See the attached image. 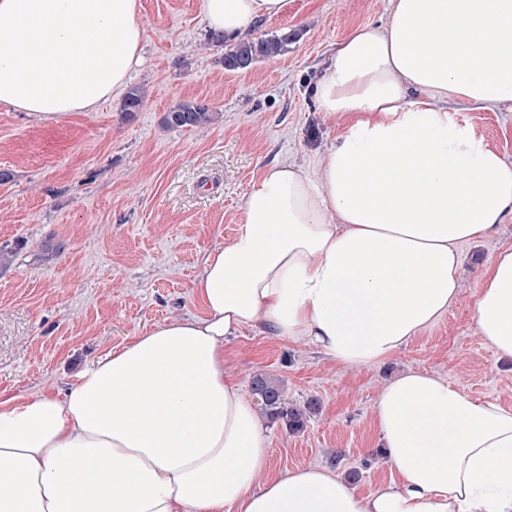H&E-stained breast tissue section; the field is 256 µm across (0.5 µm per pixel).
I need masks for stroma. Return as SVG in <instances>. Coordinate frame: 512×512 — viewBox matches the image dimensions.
<instances>
[{
  "instance_id": "stroma-1",
  "label": "stroma",
  "mask_w": 512,
  "mask_h": 512,
  "mask_svg": "<svg viewBox=\"0 0 512 512\" xmlns=\"http://www.w3.org/2000/svg\"><path fill=\"white\" fill-rule=\"evenodd\" d=\"M144 62L131 78L145 93L53 125L0 107V395L64 391L78 373L135 336L197 316L194 283L206 255L229 242L260 172L299 164L344 136L348 124L320 112L312 89L327 57L356 26L381 24L388 0H288L283 15L252 24L254 35L293 30L282 55L226 70L208 43L199 0H141ZM195 99L216 112L203 128H168L165 112ZM512 163V105H448ZM512 247V214L496 236L460 248V288L448 312L388 361L344 370L315 348L248 326L224 344V366L252 398L253 375L285 382L288 401L318 405L302 431L265 420L270 468L318 463L368 494L390 479L373 408L401 371L446 376L475 400L512 409V360L476 333L482 272Z\"/></svg>"
}]
</instances>
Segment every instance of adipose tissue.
<instances>
[{"label": "adipose tissue", "instance_id": "adipose-tissue-1", "mask_svg": "<svg viewBox=\"0 0 512 512\" xmlns=\"http://www.w3.org/2000/svg\"><path fill=\"white\" fill-rule=\"evenodd\" d=\"M287 0H200L238 35ZM140 0H0V106L55 124L121 96L143 61ZM347 135L267 167L234 238L205 258L199 316L136 336L64 395L0 400V512H512V410L408 370L373 411L392 480L322 465L270 474L269 438L224 369L247 326L346 369L390 359L458 294L462 244L512 214V164L448 119L512 104V0H389L314 86ZM478 336L512 358V248L488 260Z\"/></svg>", "mask_w": 512, "mask_h": 512}]
</instances>
